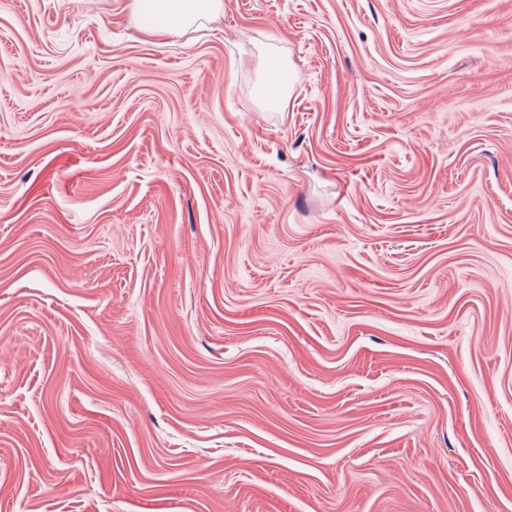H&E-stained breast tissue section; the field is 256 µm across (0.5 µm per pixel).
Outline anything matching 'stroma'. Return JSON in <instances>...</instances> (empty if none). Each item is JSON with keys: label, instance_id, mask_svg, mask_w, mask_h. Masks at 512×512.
Listing matches in <instances>:
<instances>
[{"label": "stroma", "instance_id": "stroma-1", "mask_svg": "<svg viewBox=\"0 0 512 512\" xmlns=\"http://www.w3.org/2000/svg\"><path fill=\"white\" fill-rule=\"evenodd\" d=\"M223 3L0 0V512H512V0ZM222 5V0L131 1L132 13L140 28L158 35L177 34L218 13Z\"/></svg>", "mask_w": 512, "mask_h": 512}]
</instances>
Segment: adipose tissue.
Segmentation results:
<instances>
[{
  "mask_svg": "<svg viewBox=\"0 0 512 512\" xmlns=\"http://www.w3.org/2000/svg\"><path fill=\"white\" fill-rule=\"evenodd\" d=\"M223 0H131L140 28L158 35L176 34L218 13Z\"/></svg>",
  "mask_w": 512,
  "mask_h": 512,
  "instance_id": "obj_1",
  "label": "adipose tissue"
}]
</instances>
